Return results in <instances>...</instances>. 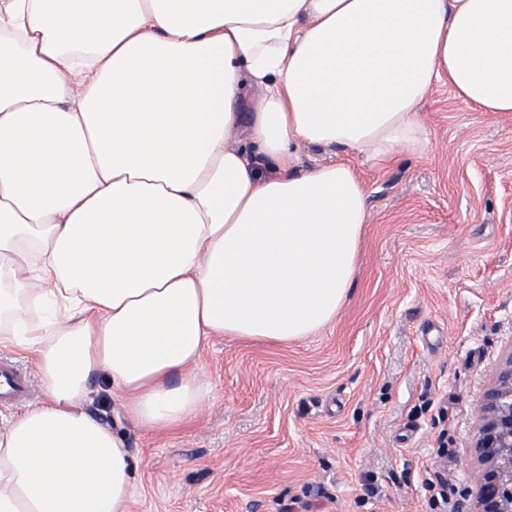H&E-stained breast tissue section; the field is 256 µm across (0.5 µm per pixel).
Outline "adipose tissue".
<instances>
[{
	"label": "adipose tissue",
	"instance_id": "obj_1",
	"mask_svg": "<svg viewBox=\"0 0 512 512\" xmlns=\"http://www.w3.org/2000/svg\"><path fill=\"white\" fill-rule=\"evenodd\" d=\"M440 83L512 112V0H0V344L43 394L0 418V512H127L98 377L164 430L208 400L213 337L333 324L367 196L296 149L425 151Z\"/></svg>",
	"mask_w": 512,
	"mask_h": 512
}]
</instances>
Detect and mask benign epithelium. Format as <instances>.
I'll return each instance as SVG.
<instances>
[{"instance_id":"1","label":"benign epithelium","mask_w":512,"mask_h":512,"mask_svg":"<svg viewBox=\"0 0 512 512\" xmlns=\"http://www.w3.org/2000/svg\"><path fill=\"white\" fill-rule=\"evenodd\" d=\"M471 454L477 497L458 512H512V349L493 369Z\"/></svg>"}]
</instances>
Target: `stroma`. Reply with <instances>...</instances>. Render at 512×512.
Returning <instances> with one entry per match:
<instances>
[{
  "mask_svg": "<svg viewBox=\"0 0 512 512\" xmlns=\"http://www.w3.org/2000/svg\"><path fill=\"white\" fill-rule=\"evenodd\" d=\"M427 152L347 161L372 221L334 324L284 345L216 337L212 394L167 430L126 421L110 385L90 409L135 461L130 512H457L488 375L512 345V113L437 85Z\"/></svg>",
  "mask_w": 512,
  "mask_h": 512,
  "instance_id": "obj_1",
  "label": "stroma"
}]
</instances>
